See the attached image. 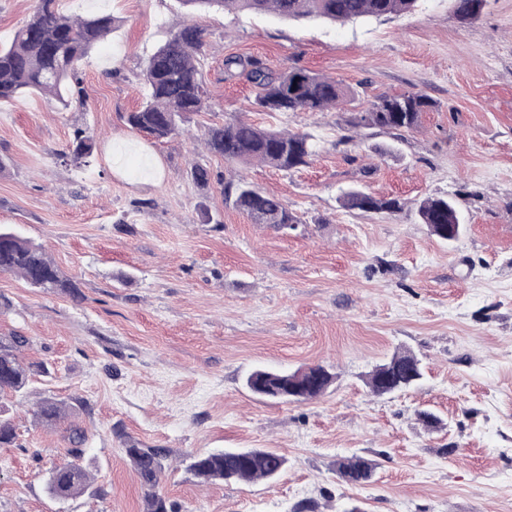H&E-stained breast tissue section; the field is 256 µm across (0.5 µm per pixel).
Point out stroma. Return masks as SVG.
I'll use <instances>...</instances> for the list:
<instances>
[{
    "label": "stroma",
    "mask_w": 512,
    "mask_h": 512,
    "mask_svg": "<svg viewBox=\"0 0 512 512\" xmlns=\"http://www.w3.org/2000/svg\"><path fill=\"white\" fill-rule=\"evenodd\" d=\"M72 17L109 13L115 29L81 65L82 98L61 108L40 94L0 103V226L43 246L78 285L46 294L0 274V335L27 336L25 360L49 376L9 400L17 439L0 447V512H144L126 440L166 448L159 491L178 512H512V0H488L461 26L454 0L350 24L288 21L237 10L192 14L178 0H61ZM204 30L207 111L185 135L131 129L148 56L186 18ZM230 56L274 70L335 78L353 95L322 112L267 113ZM433 103L413 131L352 128L383 94ZM311 135L309 164L263 163L241 175L282 199L292 229L252 223L224 201L231 168L204 145L232 119ZM96 134L89 161L74 132ZM135 142L124 169L112 145ZM158 164L140 180L143 157ZM210 172L207 189L191 177ZM394 198L401 211L345 209L344 192ZM454 199L464 230L452 242L417 215ZM425 375L377 396L367 374L399 349ZM323 365L321 397L282 403L251 393L254 368ZM44 399L70 406L87 435L90 489L54 499L47 479L69 457L65 425L35 423ZM442 427L425 428L419 411ZM270 448L278 478L211 482L188 465L224 449ZM377 463L351 486L336 461Z\"/></svg>",
    "instance_id": "obj_1"
}]
</instances>
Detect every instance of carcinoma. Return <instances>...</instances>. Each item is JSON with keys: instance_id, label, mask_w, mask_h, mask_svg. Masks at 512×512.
Returning a JSON list of instances; mask_svg holds the SVG:
<instances>
[{"instance_id": "obj_1", "label": "carcinoma", "mask_w": 512, "mask_h": 512, "mask_svg": "<svg viewBox=\"0 0 512 512\" xmlns=\"http://www.w3.org/2000/svg\"><path fill=\"white\" fill-rule=\"evenodd\" d=\"M189 10L231 8L250 13H273L288 20H327L345 24L358 20L380 18L408 12L418 0H178ZM455 14L463 25H469L483 12L487 0H454ZM60 0H39L32 15L15 32L7 46L0 45V102L13 100L25 93L38 92L59 103L67 104L66 96L79 86L78 70L96 45L112 32L114 19L110 14L70 18L61 13ZM204 45V31L185 22L170 32L164 43L149 57L143 70L148 90L146 101L127 115V124L134 130L157 140L180 134L181 125L190 115L206 108L204 76L198 55ZM226 69L237 67L258 88L255 105L264 112H316L336 105L350 90L334 79L306 69H289L273 73L261 61L231 57ZM432 105L419 93L382 95L372 107L354 122L356 126L386 130H414L422 113ZM208 152L224 158L229 164L259 161L280 170H291L308 163L314 145L308 135L267 128L237 119L208 129ZM83 151V158L93 155L94 136L78 129L74 135V151ZM224 200L246 214L254 224L272 228L292 227L299 223L296 215L278 197L267 194L241 177L232 178L224 186ZM343 205L364 212L396 213L401 203L393 198H376L360 190L344 195ZM421 223L428 225L432 235L447 239L448 226L460 223L454 202L445 197H428L418 206ZM0 274L22 278L30 287L44 293H78L75 282L65 276L45 250L22 238L9 228L0 227ZM28 338L12 332L0 336V397L22 393L32 377L44 372L39 365L20 358ZM320 380L307 393L305 400L323 396L335 376L321 365L290 374L256 369L247 379V387L256 395L279 402L288 401V378L308 381L313 373ZM422 378L417 356L411 351L398 352L368 375L366 384L375 395L384 394V381L390 380L404 390ZM68 415V409L45 400L35 412L36 421L53 427ZM86 440L84 430L70 429L68 442L72 459L56 465L47 483L48 493L56 499H69L86 491L91 480L77 463L80 446ZM125 454L141 484L146 488V512H171L166 499L157 491L163 462L169 455L166 448H142L132 443ZM286 459L272 449L247 451L226 450L197 456L191 464L195 474L205 480L226 483L273 480L284 469ZM376 464L362 455L343 457L336 461V472L346 483L365 485L371 482Z\"/></svg>"}]
</instances>
